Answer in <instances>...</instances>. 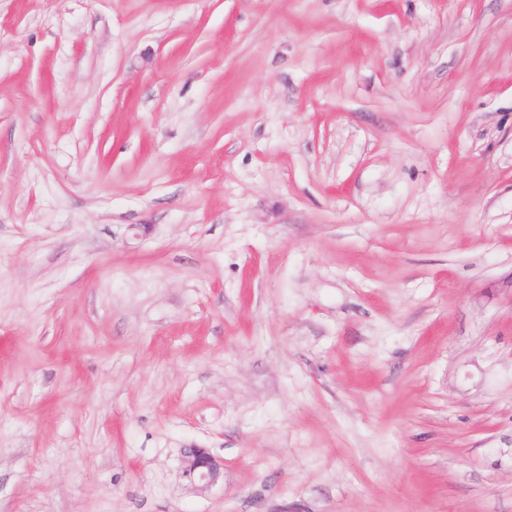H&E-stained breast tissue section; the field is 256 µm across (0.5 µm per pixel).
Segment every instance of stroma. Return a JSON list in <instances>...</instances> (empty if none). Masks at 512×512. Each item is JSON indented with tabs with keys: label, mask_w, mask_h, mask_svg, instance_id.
Segmentation results:
<instances>
[{
	"label": "stroma",
	"mask_w": 512,
	"mask_h": 512,
	"mask_svg": "<svg viewBox=\"0 0 512 512\" xmlns=\"http://www.w3.org/2000/svg\"><path fill=\"white\" fill-rule=\"evenodd\" d=\"M0 512H512V0H0ZM184 472L191 481L200 483L195 486L204 492L217 485L224 475V462L205 448H188L185 452Z\"/></svg>",
	"instance_id": "35a3bbf8"
}]
</instances>
